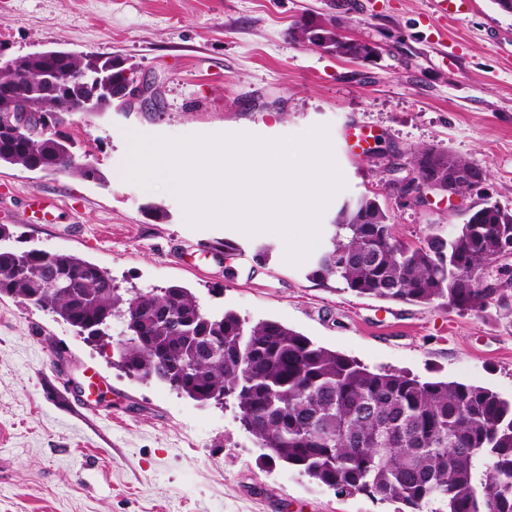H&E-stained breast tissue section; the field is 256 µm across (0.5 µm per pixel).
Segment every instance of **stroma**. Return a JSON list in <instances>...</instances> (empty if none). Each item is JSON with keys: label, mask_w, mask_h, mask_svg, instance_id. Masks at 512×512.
I'll return each instance as SVG.
<instances>
[{"label": "stroma", "mask_w": 512, "mask_h": 512, "mask_svg": "<svg viewBox=\"0 0 512 512\" xmlns=\"http://www.w3.org/2000/svg\"><path fill=\"white\" fill-rule=\"evenodd\" d=\"M329 20L379 55L357 61L288 39L296 23ZM50 49L120 56L158 104L116 98L68 117L62 131L96 177L0 165L12 248L79 255L139 293L178 284L207 310L279 321L369 369L512 400V312L382 301L309 279L277 234L191 227L173 194L125 176L132 133L272 140L323 126L345 186L321 216L316 251L343 201L362 195L403 243L449 237L480 197L512 210V14L492 0L448 19L429 0H0V55ZM358 123L377 135L362 159L345 144ZM428 148L483 169L481 194L406 200L388 171L409 172ZM34 195L56 201L52 214L30 207ZM113 359L0 296V512H402L271 460L232 406L129 377ZM91 377L99 392L85 401Z\"/></svg>", "instance_id": "stroma-1"}]
</instances>
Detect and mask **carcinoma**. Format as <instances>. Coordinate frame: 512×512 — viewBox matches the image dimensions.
Here are the masks:
<instances>
[{"label": "carcinoma", "mask_w": 512, "mask_h": 512, "mask_svg": "<svg viewBox=\"0 0 512 512\" xmlns=\"http://www.w3.org/2000/svg\"><path fill=\"white\" fill-rule=\"evenodd\" d=\"M90 55L47 50L0 67V105L41 111L58 99L37 79L51 70L69 78V103L85 94L76 80ZM115 92L131 82L123 63L103 58ZM435 161L439 179L468 161L432 149L412 168ZM83 178L96 169L74 160L60 134L0 129V164ZM473 167V166H471ZM474 175H484L473 167ZM373 223L362 224V215ZM512 241V211L487 202L444 238L415 245L395 239L387 211L365 195L336 213L328 247L308 277L334 281L384 301L445 305L482 314L512 305V288L483 281L488 260ZM32 303L80 336H109L121 324L114 365L206 403L224 395L241 427L269 451L340 494H364L423 512L439 501L446 512H512V401L483 386L422 381L372 371L316 345L275 321L249 324L235 312L211 314L188 288L170 285L127 297L107 271L76 254L0 248V295Z\"/></svg>", "instance_id": "1"}]
</instances>
